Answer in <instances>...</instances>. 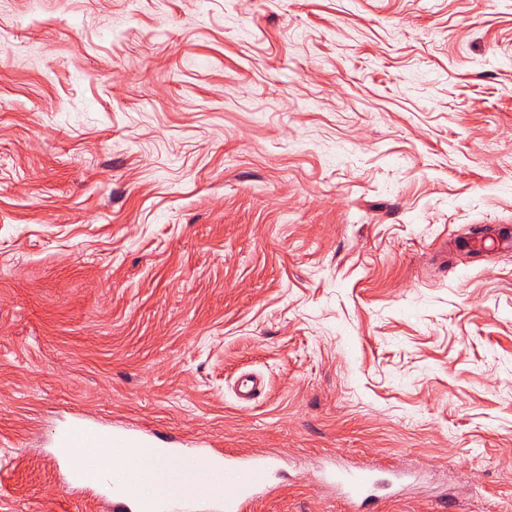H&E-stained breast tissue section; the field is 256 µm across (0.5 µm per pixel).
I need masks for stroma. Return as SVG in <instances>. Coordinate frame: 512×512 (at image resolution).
<instances>
[{"instance_id": "obj_1", "label": "stroma", "mask_w": 512, "mask_h": 512, "mask_svg": "<svg viewBox=\"0 0 512 512\" xmlns=\"http://www.w3.org/2000/svg\"><path fill=\"white\" fill-rule=\"evenodd\" d=\"M512 0H0V512L75 417L512 512ZM264 390L240 403L241 373Z\"/></svg>"}]
</instances>
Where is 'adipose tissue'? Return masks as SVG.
<instances>
[{"label": "adipose tissue", "instance_id": "adipose-tissue-1", "mask_svg": "<svg viewBox=\"0 0 512 512\" xmlns=\"http://www.w3.org/2000/svg\"><path fill=\"white\" fill-rule=\"evenodd\" d=\"M63 456L72 469L85 470L95 464L98 474L111 473L115 464L132 474L134 490L138 497L153 501L169 492L174 484L189 485L191 478L181 471L178 462L155 461L146 448H66Z\"/></svg>", "mask_w": 512, "mask_h": 512}]
</instances>
